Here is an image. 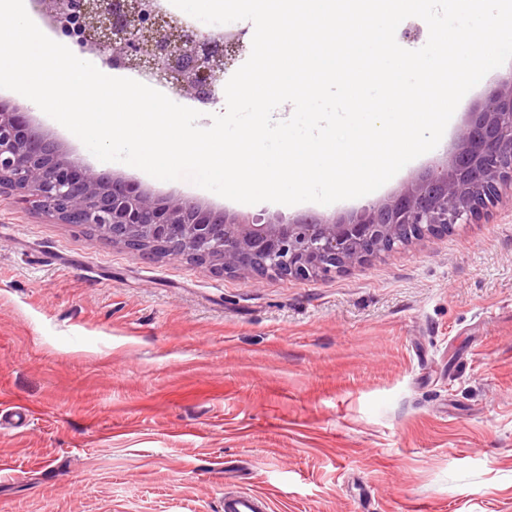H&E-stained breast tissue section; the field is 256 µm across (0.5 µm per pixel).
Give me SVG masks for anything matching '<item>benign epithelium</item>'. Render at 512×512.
<instances>
[{"label": "benign epithelium", "instance_id": "7a95c632", "mask_svg": "<svg viewBox=\"0 0 512 512\" xmlns=\"http://www.w3.org/2000/svg\"><path fill=\"white\" fill-rule=\"evenodd\" d=\"M54 30L110 69L147 72L180 96L213 104L241 36L204 31L161 0H32ZM512 195V71L469 113L445 160L346 215L285 220L231 215L175 191L97 173L67 153L28 107L0 102V197L77 224L142 254L215 272L305 280L355 269L426 234L469 224Z\"/></svg>", "mask_w": 512, "mask_h": 512}]
</instances>
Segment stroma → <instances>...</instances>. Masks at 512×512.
I'll use <instances>...</instances> for the list:
<instances>
[{
    "instance_id": "stroma-1",
    "label": "stroma",
    "mask_w": 512,
    "mask_h": 512,
    "mask_svg": "<svg viewBox=\"0 0 512 512\" xmlns=\"http://www.w3.org/2000/svg\"><path fill=\"white\" fill-rule=\"evenodd\" d=\"M333 217L360 200L241 204ZM512 512V201L328 278L144 257L0 201V512ZM268 499L258 493H236L224 496V512H268Z\"/></svg>"
}]
</instances>
